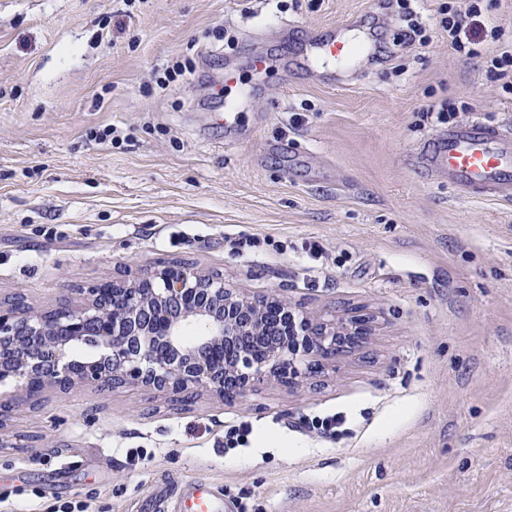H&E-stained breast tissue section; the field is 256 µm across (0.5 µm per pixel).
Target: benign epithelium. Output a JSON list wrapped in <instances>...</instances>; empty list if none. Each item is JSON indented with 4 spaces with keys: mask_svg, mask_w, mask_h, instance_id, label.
Returning <instances> with one entry per match:
<instances>
[{
    "mask_svg": "<svg viewBox=\"0 0 512 512\" xmlns=\"http://www.w3.org/2000/svg\"><path fill=\"white\" fill-rule=\"evenodd\" d=\"M34 309L0 301V407L76 385L209 391L239 401L267 381L301 385L312 358L349 352L370 317L299 310L274 292L253 297L223 275L170 264L75 289Z\"/></svg>",
    "mask_w": 512,
    "mask_h": 512,
    "instance_id": "1",
    "label": "benign epithelium"
}]
</instances>
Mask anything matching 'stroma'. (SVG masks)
Instances as JSON below:
<instances>
[{"instance_id":"35a3bbf8","label":"stroma","mask_w":512,"mask_h":512,"mask_svg":"<svg viewBox=\"0 0 512 512\" xmlns=\"http://www.w3.org/2000/svg\"><path fill=\"white\" fill-rule=\"evenodd\" d=\"M447 3L464 0H417L420 47L392 0H0V299L41 309L181 262L375 318L362 349L232 404L82 387L15 408L0 512H133L161 478L209 483L233 512H512V203L428 182L414 155L430 108L512 127V94L449 49ZM357 16L383 59L336 85L270 71L247 138L225 136L204 72L280 25L300 41ZM108 126L118 140H97ZM242 237L262 245L232 250ZM334 413L339 436L304 426ZM242 422L271 442L225 448Z\"/></svg>"}]
</instances>
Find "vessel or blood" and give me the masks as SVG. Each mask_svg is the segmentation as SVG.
Wrapping results in <instances>:
<instances>
[{"label": "vessel or blood", "mask_w": 512, "mask_h": 512, "mask_svg": "<svg viewBox=\"0 0 512 512\" xmlns=\"http://www.w3.org/2000/svg\"><path fill=\"white\" fill-rule=\"evenodd\" d=\"M361 30L358 21L352 19L342 33L312 35L304 53L292 59V66L329 73L350 68L357 54L351 35ZM241 54L258 77L275 62L273 55L259 50L250 40L242 45ZM232 87L239 88L241 96L251 94L241 85L238 65L228 60L222 80L213 87L216 95L225 98L224 125L228 128L235 125L238 115L237 101L226 96ZM417 166L423 178L448 183L467 197L512 201V131L502 125L472 119L436 129L418 154ZM179 495L191 502L193 512H231L230 505L202 483L183 485Z\"/></svg>", "instance_id": "vessel-or-blood-1"}]
</instances>
